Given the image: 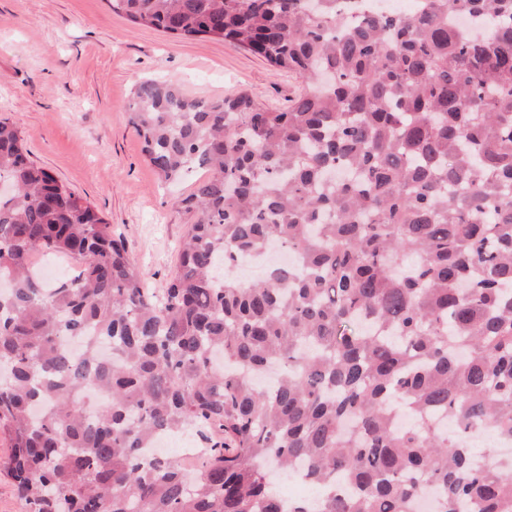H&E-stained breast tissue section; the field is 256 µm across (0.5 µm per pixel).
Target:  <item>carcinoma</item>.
<instances>
[{"label":"carcinoma","mask_w":512,"mask_h":512,"mask_svg":"<svg viewBox=\"0 0 512 512\" xmlns=\"http://www.w3.org/2000/svg\"><path fill=\"white\" fill-rule=\"evenodd\" d=\"M107 2L301 88L282 111L135 85L161 179L207 170L158 292L0 120V438L30 512H512V0ZM46 251L79 273L44 286ZM186 431L191 472L150 451ZM275 463L319 509L283 510Z\"/></svg>","instance_id":"carcinoma-1"}]
</instances>
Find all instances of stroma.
<instances>
[{"mask_svg":"<svg viewBox=\"0 0 512 512\" xmlns=\"http://www.w3.org/2000/svg\"><path fill=\"white\" fill-rule=\"evenodd\" d=\"M145 77L199 99L245 92L279 109L300 88L260 57L134 25L107 0H0V119L19 126L34 163L102 213L156 290L195 221L176 200L196 178L168 184L146 162L129 123L134 87Z\"/></svg>","mask_w":512,"mask_h":512,"instance_id":"1","label":"stroma"}]
</instances>
